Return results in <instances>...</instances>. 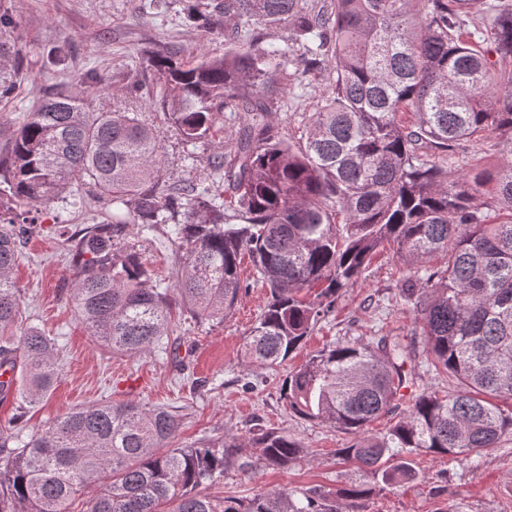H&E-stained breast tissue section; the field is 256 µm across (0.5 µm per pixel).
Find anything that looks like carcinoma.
Instances as JSON below:
<instances>
[{
  "label": "carcinoma",
  "instance_id": "1",
  "mask_svg": "<svg viewBox=\"0 0 512 512\" xmlns=\"http://www.w3.org/2000/svg\"><path fill=\"white\" fill-rule=\"evenodd\" d=\"M484 0H188L189 22L213 30L224 15V54L193 61L157 51L154 81L124 96L164 112L180 139H213L234 113L233 152L206 158L204 180L170 184L160 139L136 112L91 111L84 92L45 95L0 154V195L36 204L90 192L106 218L86 225L71 249L78 319L102 345L128 355L164 345L171 312L224 321L234 309L246 253L269 288L242 352L246 366L286 360L361 278L386 242L419 263L439 250L442 269L416 268L399 295L420 327L418 351L399 336L338 341L288 374L282 391L301 419L351 435L337 456L368 482L330 494L258 491L213 500L196 488L232 467L310 461L285 432L259 428L186 448H164L177 416L166 408L109 401L72 409L38 434L0 432V512H67L88 491L86 512H363L370 481L416 478L408 456L468 458L512 434V162L469 179L453 163L462 141L491 130L512 142V0L490 5L496 59L460 39L461 16ZM286 26L300 46L296 77L329 85L295 150L264 122L279 104L288 49L263 47V30ZM411 112L415 121L402 123ZM495 190L498 222L479 204ZM179 226L173 288H160L127 235ZM29 232L0 225V367H10L18 413L38 403L59 375L55 345L19 322L12 270ZM430 362L456 380L441 397L424 390L383 435L367 424L390 411L404 367Z\"/></svg>",
  "mask_w": 512,
  "mask_h": 512
}]
</instances>
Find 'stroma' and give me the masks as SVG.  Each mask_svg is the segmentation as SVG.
Masks as SVG:
<instances>
[{
    "label": "stroma",
    "instance_id": "stroma-1",
    "mask_svg": "<svg viewBox=\"0 0 512 512\" xmlns=\"http://www.w3.org/2000/svg\"><path fill=\"white\" fill-rule=\"evenodd\" d=\"M184 8L185 0H0V78L17 85L14 94L0 99V148L8 144L25 108L46 92L81 86L90 109L126 107L159 131L162 163L171 181L202 177L215 143L185 146L162 112L147 103H129L114 80L119 72L154 79L148 66L135 69L131 62L166 46L223 54V28L197 30L186 21ZM280 92L289 109L266 113L265 121L297 148L324 88L311 75L301 83L289 81ZM511 150L501 136L482 132L463 142L456 161L475 174L494 168ZM29 213L36 227L12 277L22 293L23 318L56 344L61 371L51 392L25 414L17 413L13 398L1 399L0 429L33 434L82 405L135 402L177 414L180 428L169 442L173 448L230 434L245 436L262 426L287 432L311 454L310 463L286 470L258 466L245 473L229 471L224 479L200 486L201 495L241 497L283 487L333 491L359 482L355 465L336 456L349 435L295 416L281 385L308 354L339 340L390 333L419 342L415 315L398 294L414 267L392 246L380 250L357 285L341 292L334 311L292 357L274 367L248 370L241 361L242 347L268 301L266 285L249 256L241 258L242 290L224 323L174 314L170 349L128 356L97 342L75 313L69 240L104 216L102 203L70 196L30 207ZM139 248L158 286L172 287L174 225L161 226L155 241L140 240ZM426 388L445 395L456 384L445 372L418 365L402 399L371 422L367 434L384 432ZM411 464L417 479L381 487L366 501L364 512H512V435L485 449L476 468L425 452L413 455Z\"/></svg>",
    "mask_w": 512,
    "mask_h": 512
}]
</instances>
